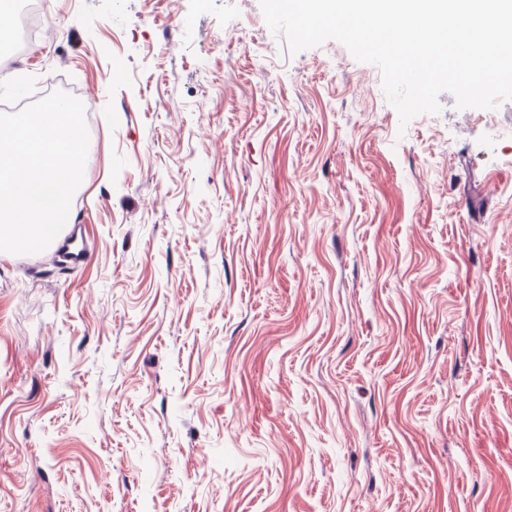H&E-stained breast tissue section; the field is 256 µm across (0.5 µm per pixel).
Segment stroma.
Segmentation results:
<instances>
[{
    "label": "stroma",
    "mask_w": 512,
    "mask_h": 512,
    "mask_svg": "<svg viewBox=\"0 0 512 512\" xmlns=\"http://www.w3.org/2000/svg\"><path fill=\"white\" fill-rule=\"evenodd\" d=\"M89 255L0 256V512H512V100L401 124L260 0H45Z\"/></svg>",
    "instance_id": "obj_1"
}]
</instances>
